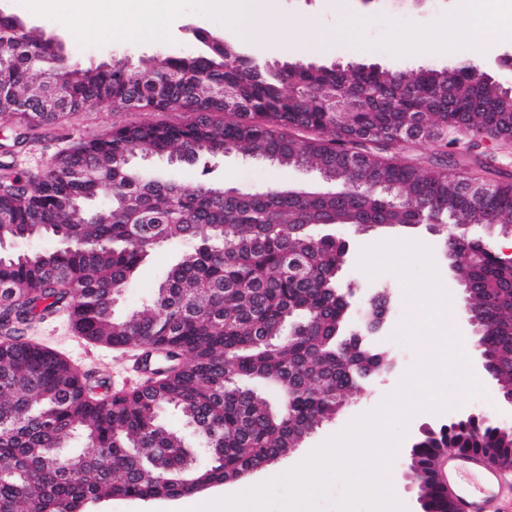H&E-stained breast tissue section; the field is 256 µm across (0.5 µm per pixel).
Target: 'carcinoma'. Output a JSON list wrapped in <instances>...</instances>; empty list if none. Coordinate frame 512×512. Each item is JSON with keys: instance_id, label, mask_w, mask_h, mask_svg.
<instances>
[{"instance_id": "cac0c4a2", "label": "carcinoma", "mask_w": 512, "mask_h": 512, "mask_svg": "<svg viewBox=\"0 0 512 512\" xmlns=\"http://www.w3.org/2000/svg\"><path fill=\"white\" fill-rule=\"evenodd\" d=\"M0 14V125L35 129L85 106L182 112L180 123L114 127L78 142L24 191L0 166V240L28 230L58 246L25 256L0 253V512H68L83 500L179 497L181 482H224L258 459L278 458L336 415L339 398L360 390L387 358L344 335L349 304L339 282L348 251L318 226L450 224L512 228V182L479 198L459 182L402 157L403 120L427 119L420 137L512 141V86L458 62L409 73L375 64L324 66L304 59L267 64L230 50L157 55L140 64L85 67L45 55L41 34ZM66 89L54 112H20L16 100ZM202 165L241 152L288 169H312L334 189L283 186L241 192L208 180L186 193L145 181L132 152ZM83 168L76 182L70 172ZM98 196L107 200L92 208ZM181 245L151 300L122 318L113 305L154 250L153 238ZM496 238L452 244L463 260V317L476 329L486 373L512 393V267L496 259ZM68 312L94 344L152 347L175 366L157 386L95 396L56 350L19 335V326ZM255 381L276 390L271 404ZM174 408L210 450L198 467L160 413ZM87 452L62 453L69 440ZM473 450L512 470V435L486 415H466L419 434L409 456L421 473V512H448L428 476L436 454ZM162 460L169 481L144 471Z\"/></svg>"}]
</instances>
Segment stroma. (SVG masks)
Listing matches in <instances>:
<instances>
[{
  "label": "stroma",
  "instance_id": "35a3bbf8",
  "mask_svg": "<svg viewBox=\"0 0 512 512\" xmlns=\"http://www.w3.org/2000/svg\"><path fill=\"white\" fill-rule=\"evenodd\" d=\"M259 3L269 7L270 17L281 28L277 34L261 33L260 39L268 47L260 56L264 62L298 57L326 66L337 62L376 63L392 70L410 71L427 61L443 66L471 56L468 40L473 30L462 16L459 0H424L419 6L411 0H259ZM176 17L172 38L138 44L107 39L93 29L64 26L45 16L29 20L28 25L45 35L59 37L73 61L94 66L119 59L135 64L152 55L189 52L197 47L193 29L224 35L235 24L232 13L203 12L200 0H179ZM329 31L342 32L343 37L326 49L320 46L319 38ZM182 118L179 112L87 107L68 121L51 126L47 137H33L19 145L14 142L15 128L0 127V153L10 152L15 171L40 175L50 169L58 152L74 142L94 138L125 124L178 122ZM131 166L142 178L168 180L186 192L192 191L201 179L200 166L173 163L164 155L145 159L137 154L132 157ZM210 177L225 187L241 191L267 185L321 183L315 171L281 169L239 153L213 161ZM335 233L350 242L340 279L356 290L347 330L351 333L361 330L366 297L377 292L387 294L389 316L379 341L394 366L373 378L363 390L347 393L335 418L316 428L277 462L249 473L246 480L262 486L259 512H291L295 504L300 512H378L379 501L355 492L354 483L370 470H385L395 478L394 492L404 512H416V492L408 487V449L420 426L490 408L496 409L502 422L511 425L512 408L499 403L498 384L487 375L482 376L472 392L459 395L454 371L441 360L442 341L425 346L418 340L424 324L418 319L412 300L416 288L425 285L458 300L463 297L460 283L449 268L441 234L422 225L361 233L350 227H339ZM383 238L423 244L432 259L430 266L414 261L390 263L375 259L376 245ZM179 250L175 243L155 249L124 291L117 313L131 311L151 296ZM27 333L43 345L64 353L81 374L103 381L108 391H130L147 379L137 367L135 349H111L88 343L77 335L66 315L57 314L34 323ZM430 372L435 375L432 389L412 404L404 416L393 417L385 425L389 440L398 446V454L379 459L352 455L347 443L366 418L401 401L404 381H419ZM297 468L305 475L306 489H299L291 479L292 471ZM229 490V485L223 484L175 499L111 500L90 508L89 512H217L221 497Z\"/></svg>",
  "mask_w": 512,
  "mask_h": 512
}]
</instances>
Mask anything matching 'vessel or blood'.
I'll return each instance as SVG.
<instances>
[{
    "instance_id": "1",
    "label": "vessel or blood",
    "mask_w": 512,
    "mask_h": 512,
    "mask_svg": "<svg viewBox=\"0 0 512 512\" xmlns=\"http://www.w3.org/2000/svg\"><path fill=\"white\" fill-rule=\"evenodd\" d=\"M438 483L461 512H512V499L503 500V475L486 457L451 451L436 464Z\"/></svg>"
}]
</instances>
